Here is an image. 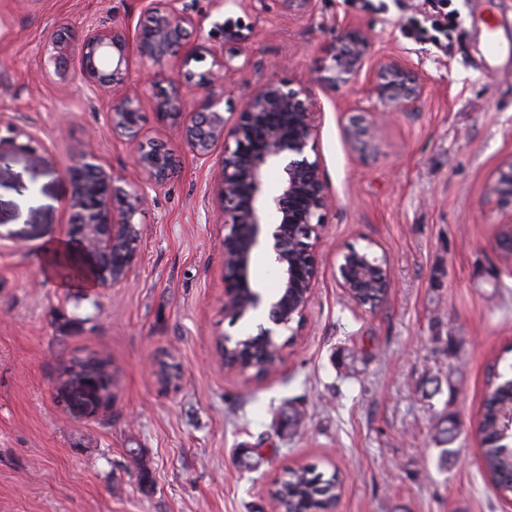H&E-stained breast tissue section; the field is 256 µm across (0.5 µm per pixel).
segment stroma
<instances>
[{
    "mask_svg": "<svg viewBox=\"0 0 512 512\" xmlns=\"http://www.w3.org/2000/svg\"><path fill=\"white\" fill-rule=\"evenodd\" d=\"M204 40L232 52L238 111L260 80L310 81L342 24L369 29L372 57L397 56L424 76L413 109L381 126L368 153L344 128L369 106L365 80L318 86V148L336 197L318 247L302 336L264 378L226 371L224 226L209 195L217 159L198 160L157 125L158 78L133 60L145 139L167 144L176 173L149 191L127 278L86 288L48 251L80 249L68 229L66 172L94 149L127 183L132 149L88 101L74 61L53 42L85 22L136 24L139 0H0V140L35 133L0 161V512H272L285 469L318 465L344 478L336 512H512L484 480L477 424L491 364L512 363V256L489 194L512 162V55L486 63L477 20L494 17L512 45V0H453L447 53L407 25L422 0H186ZM385 256L392 288L355 309L336 285L346 247ZM110 363L111 391L73 370ZM293 407L299 425L280 430ZM461 424L447 469L436 463L439 416ZM258 449V470L239 463Z\"/></svg>",
    "mask_w": 512,
    "mask_h": 512,
    "instance_id": "obj_1",
    "label": "stroma"
}]
</instances>
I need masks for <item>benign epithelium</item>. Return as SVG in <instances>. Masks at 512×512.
I'll return each instance as SVG.
<instances>
[{"instance_id":"obj_1","label":"benign epithelium","mask_w":512,"mask_h":512,"mask_svg":"<svg viewBox=\"0 0 512 512\" xmlns=\"http://www.w3.org/2000/svg\"><path fill=\"white\" fill-rule=\"evenodd\" d=\"M148 26L88 21L73 42L54 44L55 56L75 57L79 73L94 101L113 93L106 120L112 132L135 147L134 166L143 188L125 189L92 151L82 152L68 169L72 193L70 233L84 245L83 259L96 288L124 280L137 259L140 230L135 216L147 189L162 187L169 176L167 150L143 141L145 116L140 96L128 84L133 58L164 68L186 67L211 58V66L193 80V73L171 78L157 92L156 122L179 132L182 144L209 160L223 147L221 168L212 195L224 217V315L233 321L261 314L259 335H302L318 275L320 231L335 199L324 178L317 149L320 111L312 83L294 88L278 80L257 83L240 110L224 115V86L233 68L224 51L189 41L200 27L183 0H141ZM366 29L346 25L332 50V64L321 69L319 81L336 86L359 79L370 60ZM375 108L351 118L345 127L359 151L377 132L382 112H405L421 97L422 75L399 57H383L368 72ZM195 82L197 103L186 110L182 81ZM279 172L275 191L268 190L270 169ZM492 193L512 208V162L498 170ZM261 252L277 273V292L266 295L251 281L250 269ZM336 283L357 309L369 299L365 291L388 292L385 260L371 247H350L337 255ZM503 439L512 448V402L501 405Z\"/></svg>"}]
</instances>
